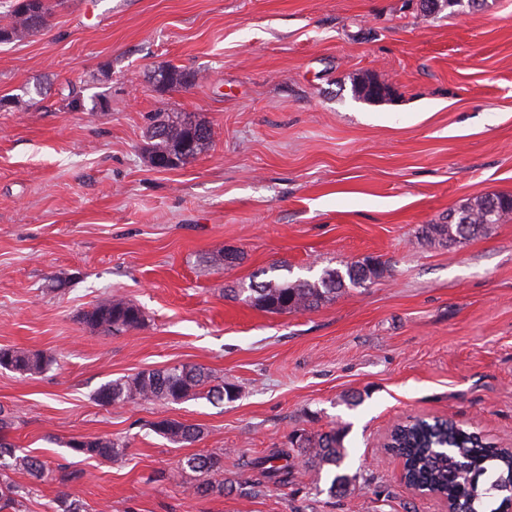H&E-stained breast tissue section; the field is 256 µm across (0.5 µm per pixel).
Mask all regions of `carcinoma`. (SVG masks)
Returning <instances> with one entry per match:
<instances>
[{
  "instance_id": "1",
  "label": "carcinoma",
  "mask_w": 512,
  "mask_h": 512,
  "mask_svg": "<svg viewBox=\"0 0 512 512\" xmlns=\"http://www.w3.org/2000/svg\"><path fill=\"white\" fill-rule=\"evenodd\" d=\"M12 0L0 13V39L10 43L38 34L48 28L52 5L44 0ZM195 74L170 66L149 77L155 91L166 93L193 85ZM61 100L71 112L84 110L81 91L67 86ZM177 108H165L154 113L148 130V155L167 161V168L183 167L207 151L212 141L209 121L198 118L192 126L182 119ZM512 214V196L491 194L460 205L448 212V223L432 224L427 234L434 245L459 243L484 232L491 224H499ZM276 271L271 267L256 272L246 288H231L234 297L243 298L256 309L269 313L306 312L318 308L344 294L350 288H362L383 277L385 267L369 259L351 261L344 269H325L311 281L298 278L294 281L268 276ZM145 314L137 305L118 295H108L91 309L82 313V321L94 330L116 334L136 330L143 326ZM53 358L43 353H30L13 348H0V368L22 376L47 371ZM237 387L228 382L211 384V374L195 366H174L150 370L126 379L115 380L100 387L95 400L101 405L128 402L178 403L190 398H205L211 402L232 401L237 397ZM13 419L0 413V512H22L24 500L30 494L28 486L16 482L12 474L23 472L39 481H55L61 490L53 500L52 512H85L84 503L71 492L70 486L81 478L75 471L62 467L54 471L37 456L18 451L8 439ZM152 430L174 444H192L201 439L203 431L194 424L176 419L162 418L151 423ZM345 432L332 428L325 432L294 431L290 436L291 448L274 451L247 463L258 470L260 478L243 479L241 484L251 492L260 494L271 485L286 487L301 470L324 467L338 468L347 451ZM391 442L405 459L406 478L416 490L437 491L446 496L454 512H479L483 498L492 491H505L512 480V450L498 448L478 434L455 422L439 425L426 419H416L402 425ZM77 453L112 461L123 455L126 445L107 436L83 437L69 442ZM286 463H280V460ZM180 464L201 476L191 488L192 495L224 492V481L214 479L223 472L224 453L192 454ZM507 474L496 478L481 490V480L491 475L489 466ZM354 477L335 475L328 488L332 496L344 495Z\"/></svg>"
}]
</instances>
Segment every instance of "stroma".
I'll use <instances>...</instances> for the list:
<instances>
[{
    "mask_svg": "<svg viewBox=\"0 0 512 512\" xmlns=\"http://www.w3.org/2000/svg\"><path fill=\"white\" fill-rule=\"evenodd\" d=\"M195 71L157 94L149 71ZM371 74L393 101L355 99ZM80 88L85 111L59 91ZM0 348L53 355L32 376L0 368L9 439L71 486L88 512H446L407 488L391 430L449 418L512 448V219L428 246L448 211L512 194V0L425 16L417 0H64L41 34L0 44ZM206 118L209 149L152 168L147 117ZM399 113L388 123L387 113ZM235 248L224 270L211 253ZM371 257L385 276L303 313L225 296L260 269L288 279ZM115 294L144 325L104 335L80 315ZM197 365L235 400L100 405L142 371ZM203 428L190 445L151 429ZM346 430L354 476L301 472L252 496L242 462L288 450L292 431ZM108 436L107 461L68 443ZM223 452V492L189 494L180 461Z\"/></svg>",
    "mask_w": 512,
    "mask_h": 512,
    "instance_id": "obj_1",
    "label": "stroma"
}]
</instances>
